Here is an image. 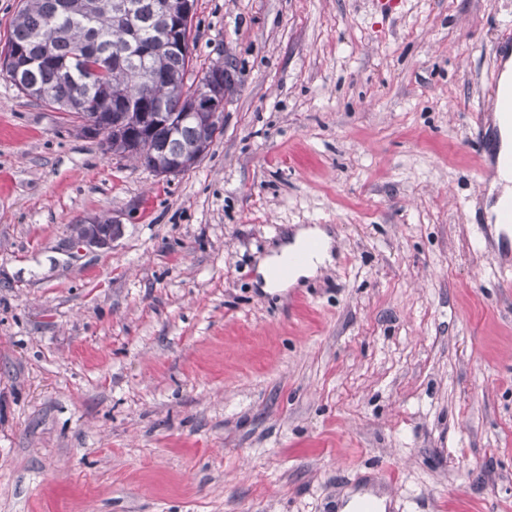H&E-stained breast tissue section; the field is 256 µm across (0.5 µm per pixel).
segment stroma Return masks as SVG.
<instances>
[{
    "mask_svg": "<svg viewBox=\"0 0 512 512\" xmlns=\"http://www.w3.org/2000/svg\"><path fill=\"white\" fill-rule=\"evenodd\" d=\"M510 30L512 0H195L224 132L168 176L0 73V512H512L476 138ZM314 226L331 263L263 290ZM99 224H82L83 233L79 241L100 247L109 246L117 236L119 224H110L109 218H96ZM107 225V226H104ZM308 242H315L317 249L305 263L292 269L290 282H295L299 278L311 277L316 274L319 266L331 262V243L325 233L318 227L299 230L291 244L284 246L279 254L267 258L262 263L261 274L265 289L280 288L283 285L281 279L274 277V271L284 263L291 252Z\"/></svg>",
    "mask_w": 512,
    "mask_h": 512,
    "instance_id": "1",
    "label": "stroma"
}]
</instances>
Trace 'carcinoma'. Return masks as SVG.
<instances>
[{"label": "carcinoma", "mask_w": 512, "mask_h": 512, "mask_svg": "<svg viewBox=\"0 0 512 512\" xmlns=\"http://www.w3.org/2000/svg\"><path fill=\"white\" fill-rule=\"evenodd\" d=\"M112 0H22L0 46V69L17 75L24 95L84 122L109 126L112 153L130 157L157 174L175 160L188 171L223 133L222 121L191 114L185 77L193 66L190 50L157 43L163 19L158 0H131L132 15H116ZM193 16L170 20L177 38L192 27ZM137 48L122 62L113 48ZM128 122L112 127V111ZM165 112L170 122L138 128V113Z\"/></svg>", "instance_id": "carcinoma-1"}]
</instances>
